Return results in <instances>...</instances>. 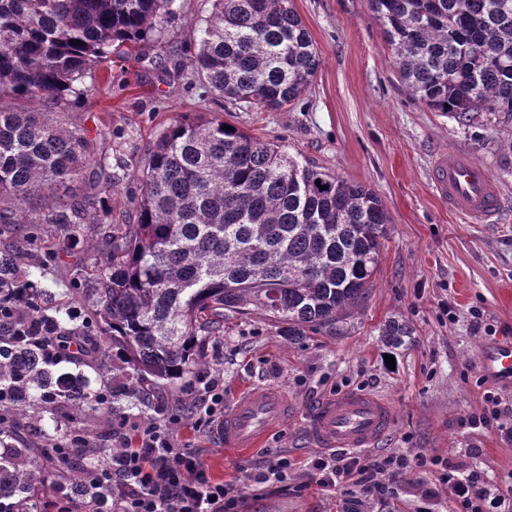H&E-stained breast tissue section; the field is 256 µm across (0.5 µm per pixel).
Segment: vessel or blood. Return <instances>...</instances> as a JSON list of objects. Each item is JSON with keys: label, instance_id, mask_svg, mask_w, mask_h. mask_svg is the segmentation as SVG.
I'll return each mask as SVG.
<instances>
[{"label": "vessel or blood", "instance_id": "1", "mask_svg": "<svg viewBox=\"0 0 512 512\" xmlns=\"http://www.w3.org/2000/svg\"><path fill=\"white\" fill-rule=\"evenodd\" d=\"M433 184L447 200L449 211L494 222L502 208V195L488 171L469 156L449 151L433 163ZM480 365L489 376L512 377V347H486ZM288 414L280 392L256 387L240 396L225 416L221 437L228 448L259 447L268 433ZM394 422L390 404L378 396L351 392L323 403L309 418L314 441L327 449L371 448Z\"/></svg>", "mask_w": 512, "mask_h": 512}]
</instances>
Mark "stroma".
I'll return each mask as SVG.
<instances>
[{
    "mask_svg": "<svg viewBox=\"0 0 512 512\" xmlns=\"http://www.w3.org/2000/svg\"><path fill=\"white\" fill-rule=\"evenodd\" d=\"M317 48L321 65L298 103L275 112L225 105L226 121L276 144L303 163H313L371 189L391 217L373 286L342 336H283L259 315L229 316L222 337L209 341L208 374L224 378V402L266 386L279 390L290 408L287 421L263 448H225L216 430L196 429L190 400L174 388L149 387L145 402L127 398L121 416L146 422L158 404L182 410L174 432L180 445L197 449L217 477L241 488L240 512H340L338 494L312 482L309 462L317 449L305 433L310 411L322 400L366 392L391 403L395 426L380 442L383 455L437 456L475 471L492 485L512 484V441L498 425L473 423L486 409V394L512 423V387L488 379L479 352L488 341L512 340V167L499 147L512 128L464 127L414 99L394 63L370 0H292ZM211 0H176L163 23L164 39L143 43L128 57H111L87 82L93 91L75 111L95 138L111 180L114 223L134 216L137 171L148 150L179 115L210 112L211 94L187 64L211 12ZM183 65L181 78L166 68ZM468 152L498 184L504 201L496 222L464 219L448 210L432 183L434 158ZM60 224H20L0 234V252L24 246L43 255ZM70 261L48 263L36 287L78 321L89 320L93 299L70 283ZM412 330L401 344L383 334L389 321ZM396 365L388 367L385 358ZM288 454L293 467L274 492H253L247 469L264 452ZM448 488L434 472L404 474L393 494L365 499L362 512H445Z\"/></svg>",
    "mask_w": 512,
    "mask_h": 512,
    "instance_id": "1",
    "label": "stroma"
}]
</instances>
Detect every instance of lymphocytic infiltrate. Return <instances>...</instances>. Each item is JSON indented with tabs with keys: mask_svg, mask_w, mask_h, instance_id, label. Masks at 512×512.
Returning <instances> with one entry per match:
<instances>
[{
	"mask_svg": "<svg viewBox=\"0 0 512 512\" xmlns=\"http://www.w3.org/2000/svg\"><path fill=\"white\" fill-rule=\"evenodd\" d=\"M170 414L149 423L112 424L119 454L94 471L91 479L111 485V512H237L233 486L214 480L197 452L176 444ZM426 467L427 459L344 451L315 456L311 468L317 483L339 490L343 512H357L361 498L392 494L409 466ZM439 479L449 490V512H500L505 495L492 492L477 474L442 466Z\"/></svg>",
	"mask_w": 512,
	"mask_h": 512,
	"instance_id": "obj_1",
	"label": "lymphocytic infiltrate"
}]
</instances>
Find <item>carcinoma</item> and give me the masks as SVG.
Returning a JSON list of instances; mask_svg holds the SVG:
<instances>
[{
	"instance_id": "1",
	"label": "carcinoma",
	"mask_w": 512,
	"mask_h": 512,
	"mask_svg": "<svg viewBox=\"0 0 512 512\" xmlns=\"http://www.w3.org/2000/svg\"><path fill=\"white\" fill-rule=\"evenodd\" d=\"M175 0H0V224L47 207L66 232L50 260L75 252L81 226L106 225V261L78 260L92 284L87 325L32 287L41 259L0 253V512H48L50 484L79 512L112 489L89 473L112 455L73 447L56 422L79 427L112 416L111 388L82 368L123 356L125 382L175 386L207 365L206 344L224 317L257 313L286 336H340L369 296L391 217L370 189L302 164L217 112L174 120L155 140L138 178L135 223H112L92 181L103 168L94 140L72 119L85 84L112 48L130 55L162 38L157 19ZM410 94L463 126L484 115L512 123V0H370ZM214 100L278 111L299 101L320 58L291 0H214L189 61ZM19 336H68L48 361Z\"/></svg>"
}]
</instances>
